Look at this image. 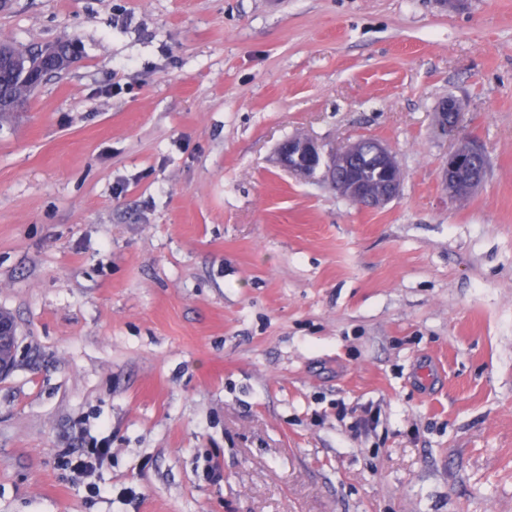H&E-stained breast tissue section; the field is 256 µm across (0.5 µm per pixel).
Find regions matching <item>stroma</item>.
I'll list each match as a JSON object with an SVG mask.
<instances>
[{"label":"stroma","mask_w":512,"mask_h":512,"mask_svg":"<svg viewBox=\"0 0 512 512\" xmlns=\"http://www.w3.org/2000/svg\"><path fill=\"white\" fill-rule=\"evenodd\" d=\"M5 40L80 54L0 116V512H512V0H13ZM294 136L381 140L399 196ZM461 105L455 98H448L439 102L437 111L435 112L438 125L443 130H452L456 127L459 117ZM366 150L358 140L339 153L326 154L309 138H289L278 148L281 167L301 176H309L315 170L325 168L330 186L343 198L359 207H378L398 195L403 183V173L390 150L379 141L370 144L359 162V170L364 180L359 179L354 166L359 156ZM385 169V170H384ZM487 172V159L484 152L474 144H465L448 155L441 168V179L446 187L465 185L470 189L479 186ZM469 189L459 186L454 196H463ZM111 449L106 443H95L94 448L86 453L75 452L67 454L65 465L70 467L74 472L81 475H88L96 467V465L111 453Z\"/></svg>","instance_id":"1"}]
</instances>
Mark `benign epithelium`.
I'll list each match as a JSON object with an SVG mask.
<instances>
[{"mask_svg": "<svg viewBox=\"0 0 512 512\" xmlns=\"http://www.w3.org/2000/svg\"><path fill=\"white\" fill-rule=\"evenodd\" d=\"M73 59L59 58L46 49L31 65L37 74L30 86H40L47 74L56 69H67ZM461 105L455 98L439 102L435 112L438 125L444 130L456 127L460 117ZM370 150L375 159L386 170V179L378 189H371L359 179L354 166L359 156ZM278 160L281 167L301 176H309L314 171L326 170L330 186L343 198L359 207H378L398 195L403 183V173L390 150L379 141L370 147L358 140L339 153L326 154L322 148L309 138H289L278 148ZM487 172V159L484 152L474 144H465L448 155L441 168V179L446 187L465 185L471 189L479 186ZM17 329L12 319L0 313V347H16Z\"/></svg>", "mask_w": 512, "mask_h": 512, "instance_id": "benign-epithelium-1", "label": "benign epithelium"}]
</instances>
